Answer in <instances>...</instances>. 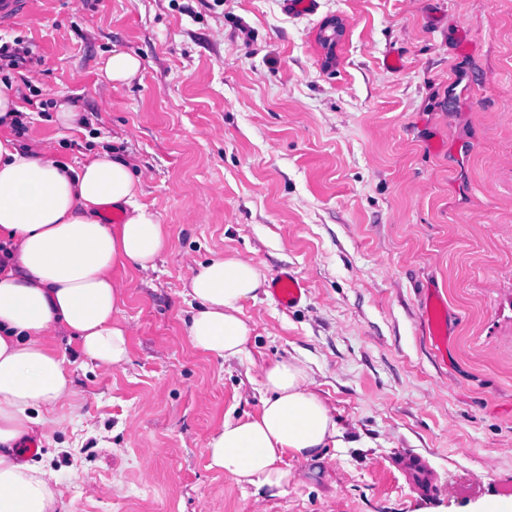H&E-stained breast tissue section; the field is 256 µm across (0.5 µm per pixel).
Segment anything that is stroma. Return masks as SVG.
Segmentation results:
<instances>
[{
    "mask_svg": "<svg viewBox=\"0 0 512 512\" xmlns=\"http://www.w3.org/2000/svg\"><path fill=\"white\" fill-rule=\"evenodd\" d=\"M341 22L322 44L327 18ZM41 61L20 143L79 166L113 147L168 234L124 272L129 361L83 363L44 451L70 512H479L512 499V0H37L9 31ZM143 62L112 90L103 56ZM81 112L62 127L58 104ZM238 255L307 298L246 303L242 359L189 344L185 280ZM439 297L445 347L426 313ZM306 361L350 445L286 459L254 496L209 470L225 414L257 413L260 375ZM368 447H359V440ZM425 459L438 490L395 465ZM302 289L306 291L303 281L288 269L277 271L271 279L272 297L285 309L299 302Z\"/></svg>",
    "mask_w": 512,
    "mask_h": 512,
    "instance_id": "35a3bbf8",
    "label": "stroma"
}]
</instances>
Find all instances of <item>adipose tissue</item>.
I'll return each instance as SVG.
<instances>
[{
	"mask_svg": "<svg viewBox=\"0 0 512 512\" xmlns=\"http://www.w3.org/2000/svg\"><path fill=\"white\" fill-rule=\"evenodd\" d=\"M141 69L136 54L115 48L100 74L116 90ZM20 98L0 81V242L10 253L0 265V512H68L52 470L25 451L46 440L58 407L75 394L66 359L50 341L62 331L75 336L86 364L106 372L127 363V290L117 272L155 269L167 234L142 203V181L128 160L102 148L73 168L46 146H19L7 129ZM107 206L121 212V223L101 221ZM266 288L250 259L198 264L185 288L191 347L226 362L241 358L253 332L243 309ZM260 386L259 411L225 416L205 450L209 469L258 494L287 484L286 458H317L344 436L300 357L263 367Z\"/></svg>",
	"mask_w": 512,
	"mask_h": 512,
	"instance_id": "obj_1",
	"label": "adipose tissue"
}]
</instances>
